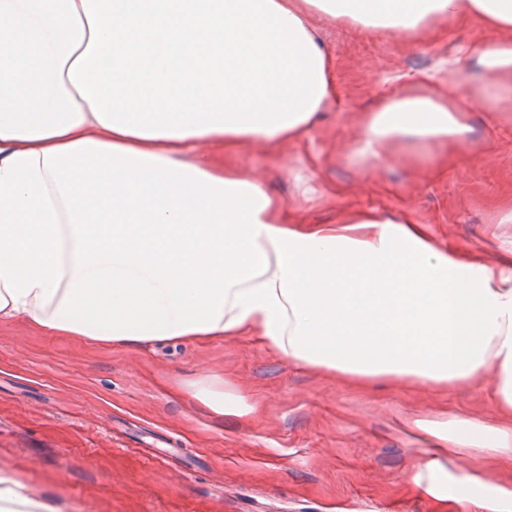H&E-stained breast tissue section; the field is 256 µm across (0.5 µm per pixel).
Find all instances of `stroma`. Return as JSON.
<instances>
[{
	"mask_svg": "<svg viewBox=\"0 0 512 512\" xmlns=\"http://www.w3.org/2000/svg\"><path fill=\"white\" fill-rule=\"evenodd\" d=\"M310 23L331 55L335 96L303 143L275 155L247 146L234 165L264 174L302 223L377 210L492 261L512 241L501 221L512 211V96L473 95L472 131L447 164L400 151L367 172L345 159L362 113L473 52L489 35L484 21L436 23L419 45L316 13ZM212 376L261 412L241 420L190 401L191 384ZM437 415L496 419L481 390L339 384L249 336L126 348L0 322V470L60 512H429L406 489L419 446L397 423Z\"/></svg>",
	"mask_w": 512,
	"mask_h": 512,
	"instance_id": "stroma-1",
	"label": "stroma"
}]
</instances>
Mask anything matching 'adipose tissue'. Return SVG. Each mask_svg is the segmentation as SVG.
<instances>
[{"label": "adipose tissue", "instance_id": "1", "mask_svg": "<svg viewBox=\"0 0 512 512\" xmlns=\"http://www.w3.org/2000/svg\"><path fill=\"white\" fill-rule=\"evenodd\" d=\"M312 11L406 38L479 17L492 38L454 66L484 99L512 90V0H0V320L118 347L255 336L357 387H485L503 424L415 419L407 483L431 512H512V480L451 471L512 459V248L479 264L375 210L302 224L230 164L299 142L331 99ZM468 100L419 82L360 117L348 158L460 145ZM190 394L259 410L215 381ZM0 512L55 510L0 470Z\"/></svg>", "mask_w": 512, "mask_h": 512}]
</instances>
